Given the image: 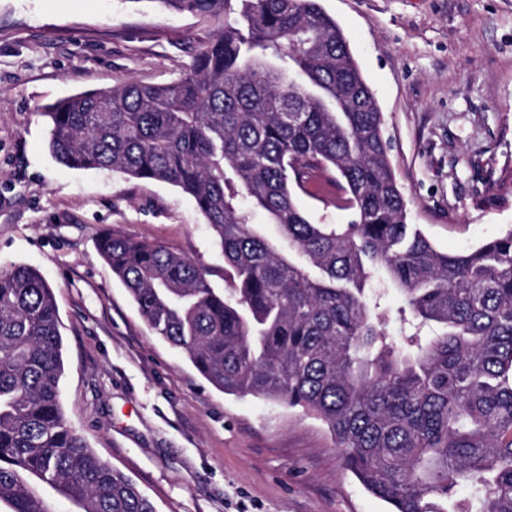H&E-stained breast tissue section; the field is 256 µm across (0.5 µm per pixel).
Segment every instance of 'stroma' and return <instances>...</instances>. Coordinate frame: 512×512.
Returning a JSON list of instances; mask_svg holds the SVG:
<instances>
[{"label": "stroma", "mask_w": 512, "mask_h": 512, "mask_svg": "<svg viewBox=\"0 0 512 512\" xmlns=\"http://www.w3.org/2000/svg\"><path fill=\"white\" fill-rule=\"evenodd\" d=\"M385 117L410 221L458 253L512 229V0H321ZM154 0H0V264L37 268L64 337L72 427L157 512H388L327 427L227 396L148 328L96 249L157 241L224 285V257L176 187L62 166L41 108L123 79L178 77L215 35Z\"/></svg>", "instance_id": "stroma-1"}]
</instances>
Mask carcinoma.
I'll list each match as a JSON object with an SVG mask.
<instances>
[{"label": "carcinoma", "mask_w": 512, "mask_h": 512, "mask_svg": "<svg viewBox=\"0 0 512 512\" xmlns=\"http://www.w3.org/2000/svg\"><path fill=\"white\" fill-rule=\"evenodd\" d=\"M157 2L218 22L176 80L41 112L58 163L174 185L209 224L222 289L160 243L98 238L148 327L224 393L320 419L389 512H512V229L448 254L408 223L383 113L319 0ZM326 171L346 224L296 202ZM391 290L410 327L399 341ZM60 327L40 273L1 266L0 503L52 512L40 484L80 512H156L69 425Z\"/></svg>", "instance_id": "obj_1"}]
</instances>
